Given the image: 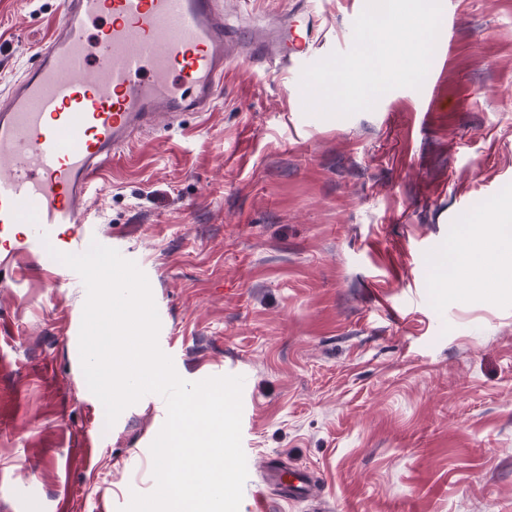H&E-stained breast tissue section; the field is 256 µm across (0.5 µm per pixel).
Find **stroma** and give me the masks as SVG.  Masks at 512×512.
I'll list each match as a JSON object with an SVG mask.
<instances>
[{
    "label": "stroma",
    "mask_w": 512,
    "mask_h": 512,
    "mask_svg": "<svg viewBox=\"0 0 512 512\" xmlns=\"http://www.w3.org/2000/svg\"><path fill=\"white\" fill-rule=\"evenodd\" d=\"M366 0H251L313 13L307 61L237 58L208 112L134 136L88 199L89 241L147 276L158 343L197 382L239 375V512H512V266L438 261L512 206V0H442L421 88L348 117L305 113L306 63L349 51ZM61 0H0V103ZM86 288L28 249L0 269V512H119L155 488L167 405L112 427L67 343ZM311 474L287 501L263 479Z\"/></svg>",
    "instance_id": "stroma-1"
}]
</instances>
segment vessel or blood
Instances as JSON below:
<instances>
[{
    "label": "vessel or blood",
    "mask_w": 512,
    "mask_h": 512,
    "mask_svg": "<svg viewBox=\"0 0 512 512\" xmlns=\"http://www.w3.org/2000/svg\"><path fill=\"white\" fill-rule=\"evenodd\" d=\"M59 32L0 106V260L28 242L82 247L84 199L113 152L154 127L158 108L205 112L231 58L219 0H63ZM299 57L313 41L293 20ZM265 469L285 496L309 486L301 472Z\"/></svg>",
    "instance_id": "obj_1"
}]
</instances>
